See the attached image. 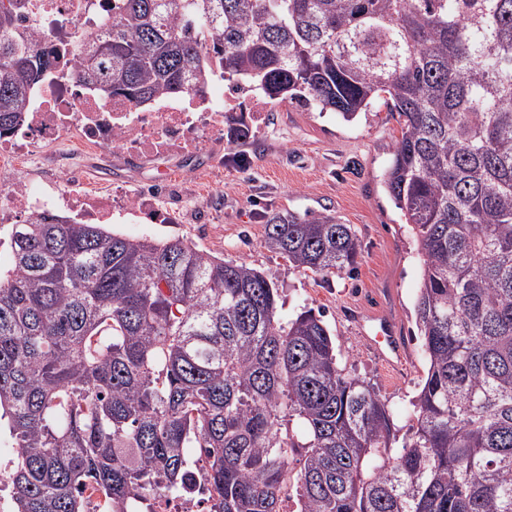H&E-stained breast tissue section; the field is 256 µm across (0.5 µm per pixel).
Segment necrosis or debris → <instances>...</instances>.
<instances>
[{"label":"necrosis or debris","mask_w":512,"mask_h":512,"mask_svg":"<svg viewBox=\"0 0 512 512\" xmlns=\"http://www.w3.org/2000/svg\"><path fill=\"white\" fill-rule=\"evenodd\" d=\"M25 24L40 45L58 57L53 81L38 84L23 122L0 134V170L6 156L33 154L37 146L65 142L78 130L89 148H116L134 158L188 154L224 133V105L209 93L160 97L144 109L116 97L108 100L83 88L73 76L74 32L112 23V0H26ZM67 210L89 224L115 218L145 217L156 224L178 223L177 214L161 210L146 196L116 200L114 193L94 195L58 183L41 188L14 180L0 193V223L37 212Z\"/></svg>","instance_id":"1"}]
</instances>
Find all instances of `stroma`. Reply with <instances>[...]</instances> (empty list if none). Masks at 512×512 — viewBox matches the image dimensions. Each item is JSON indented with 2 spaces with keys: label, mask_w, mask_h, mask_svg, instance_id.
I'll list each match as a JSON object with an SVG mask.
<instances>
[{
  "label": "stroma",
  "mask_w": 512,
  "mask_h": 512,
  "mask_svg": "<svg viewBox=\"0 0 512 512\" xmlns=\"http://www.w3.org/2000/svg\"><path fill=\"white\" fill-rule=\"evenodd\" d=\"M401 127L386 107L352 121L329 112L269 102L247 140L214 138L183 156L135 160L116 149L84 148L79 132L66 147L40 146L39 158L12 168L30 185L61 176L91 191L123 187L150 194L178 212V224H118L115 232L155 240L184 238L227 261L246 262L278 285L283 316L320 313L336 337L346 374L370 382L394 412L412 423L411 402L426 376L427 359L415 325L421 286L415 233L382 182ZM324 214L351 225L359 244L353 267L322 277L289 266L264 244L273 215ZM376 317L392 321L407 353L400 371L381 364L365 334Z\"/></svg>",
  "instance_id": "1"
}]
</instances>
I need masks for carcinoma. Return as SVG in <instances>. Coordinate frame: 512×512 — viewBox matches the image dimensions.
Returning a JSON list of instances; mask_svg holds the SVG:
<instances>
[{
    "instance_id": "cac0c4a2",
    "label": "carcinoma",
    "mask_w": 512,
    "mask_h": 512,
    "mask_svg": "<svg viewBox=\"0 0 512 512\" xmlns=\"http://www.w3.org/2000/svg\"><path fill=\"white\" fill-rule=\"evenodd\" d=\"M21 8L0 0V133L57 68ZM71 44L78 82L139 107L219 74L347 121L398 113L383 183L416 230L428 367L395 453L391 408L343 373L321 316L283 319L259 270L28 216L0 274L14 512H153L180 493L280 512L289 485L300 512H512V0H120ZM264 234L323 277L358 255L330 215Z\"/></svg>"
}]
</instances>
